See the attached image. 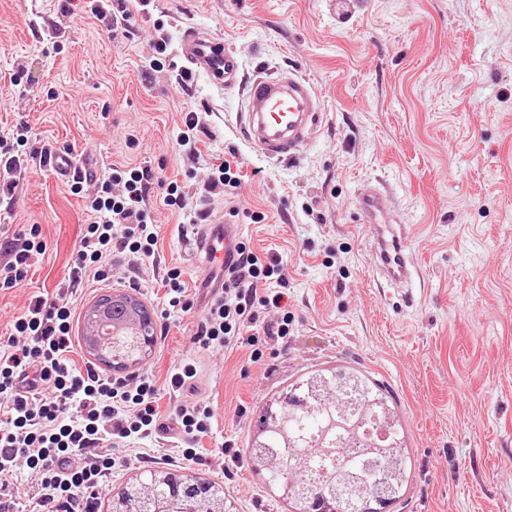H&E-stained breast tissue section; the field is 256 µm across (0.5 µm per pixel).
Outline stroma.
Returning <instances> with one entry per match:
<instances>
[{"label":"stroma","mask_w":512,"mask_h":512,"mask_svg":"<svg viewBox=\"0 0 512 512\" xmlns=\"http://www.w3.org/2000/svg\"><path fill=\"white\" fill-rule=\"evenodd\" d=\"M131 10L132 35L115 41L85 0H0V133L25 124L101 171L147 160L167 181L238 162L250 179L235 221L254 253L287 262L292 322L287 341L209 350L193 341L202 308L173 314L135 370L162 381L193 364L194 391L163 395L159 408L208 401L212 433L194 463L174 430L115 447L144 460L113 469L98 512L157 467L219 483L233 512H292L246 448L280 392L337 367L380 385L403 427L410 468L390 512H512V0H145ZM157 21L176 44L189 27L221 36L240 60L239 85L180 83L175 52L145 80ZM287 70L313 83L324 109L313 140L276 160L243 136L241 88ZM189 111L206 127L195 160L177 144ZM368 182L410 227V287L373 274L355 208ZM149 205L156 254L133 262L131 293L156 317L167 271L180 270L194 296L203 268L189 214L157 194ZM85 222L70 183L36 164L0 204L7 233L34 226L46 244L0 291V342L33 296L67 286Z\"/></svg>","instance_id":"obj_1"}]
</instances>
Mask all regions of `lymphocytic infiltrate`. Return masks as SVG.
<instances>
[{"instance_id": "1", "label": "lymphocytic infiltrate", "mask_w": 512, "mask_h": 512, "mask_svg": "<svg viewBox=\"0 0 512 512\" xmlns=\"http://www.w3.org/2000/svg\"><path fill=\"white\" fill-rule=\"evenodd\" d=\"M51 163L48 147H29L28 136H0V197L12 196L30 161ZM160 179L150 163L112 166L95 195L84 203L88 224L73 259L68 287L54 298L36 296L17 317L0 347V512H93V501L117 461L108 444L162 430L158 401L162 389L184 390L197 371L175 366L165 382L142 373L104 377L80 368L73 357L74 308L71 289L84 280L111 281L126 258L154 256L158 235L149 200ZM46 251L36 230L0 239V288L21 282ZM224 273V293L210 302L197 339L208 347L237 344L245 324L261 323L267 338L288 334L284 302L288 278L281 258L260 259L246 243ZM264 311L274 319L261 321ZM214 411L198 400L176 406L170 416L179 434L199 440ZM34 480L23 485L19 475Z\"/></svg>"}]
</instances>
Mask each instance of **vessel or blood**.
I'll list each match as a JSON object with an SVG mask.
<instances>
[{
	"mask_svg": "<svg viewBox=\"0 0 512 512\" xmlns=\"http://www.w3.org/2000/svg\"><path fill=\"white\" fill-rule=\"evenodd\" d=\"M180 54L187 72L224 87L237 84L238 61L234 52L225 48L222 39L187 30L180 42ZM244 94L247 104L244 136L266 157L278 160L293 157L321 123L322 105L318 93L306 78L295 73L256 80L245 87ZM51 167L55 178L62 181L76 176L95 179L100 175L97 165L77 163L72 153L63 150L53 153ZM356 208L364 223L377 230L374 246L377 269L390 284L407 285L412 272L404 225L383 208L381 192L376 187L363 189ZM240 236V225L220 217L199 226L197 246L205 253L206 277H223L225 267L236 257Z\"/></svg>",
	"mask_w": 512,
	"mask_h": 512,
	"instance_id": "1",
	"label": "vessel or blood"
}]
</instances>
